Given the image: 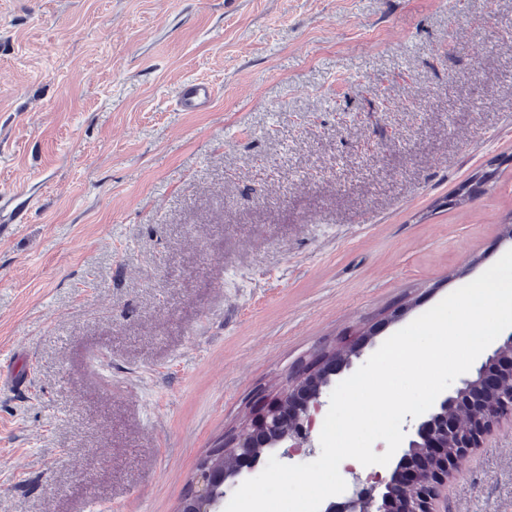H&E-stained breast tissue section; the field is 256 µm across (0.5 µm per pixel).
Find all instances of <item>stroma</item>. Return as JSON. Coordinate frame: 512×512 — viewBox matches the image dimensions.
<instances>
[{
    "mask_svg": "<svg viewBox=\"0 0 512 512\" xmlns=\"http://www.w3.org/2000/svg\"><path fill=\"white\" fill-rule=\"evenodd\" d=\"M18 183L0 512H177L257 392L512 250V0H0ZM434 509L512 512V416ZM213 96L214 89L210 84L188 81L181 85L179 103L184 110L201 111L208 107Z\"/></svg>",
    "mask_w": 512,
    "mask_h": 512,
    "instance_id": "obj_1",
    "label": "stroma"
}]
</instances>
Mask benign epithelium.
<instances>
[{"label":"benign epithelium","instance_id":"7a95c632","mask_svg":"<svg viewBox=\"0 0 512 512\" xmlns=\"http://www.w3.org/2000/svg\"><path fill=\"white\" fill-rule=\"evenodd\" d=\"M370 336L347 339L343 349L322 353L315 361L296 367L286 386L258 416L241 425L217 447L221 454L205 455L198 463L189 489L197 512H217L229 482L256 465L261 451L287 443L300 448L309 440L312 411L333 378L359 357ZM512 415V336L489 355L475 374L440 401L415 428L408 448L379 495L359 493L325 512H383L381 502L390 500L398 512H433V502L448 479L457 459L480 445L501 418Z\"/></svg>","mask_w":512,"mask_h":512}]
</instances>
